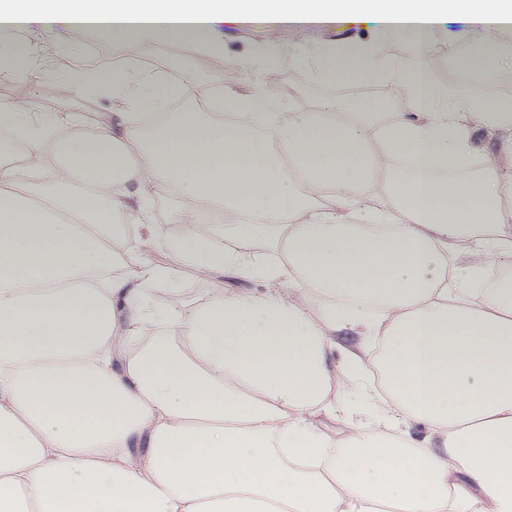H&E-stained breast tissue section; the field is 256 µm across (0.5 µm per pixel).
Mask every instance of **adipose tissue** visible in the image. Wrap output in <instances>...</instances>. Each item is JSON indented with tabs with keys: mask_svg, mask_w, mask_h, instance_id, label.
Returning <instances> with one entry per match:
<instances>
[{
	"mask_svg": "<svg viewBox=\"0 0 512 512\" xmlns=\"http://www.w3.org/2000/svg\"><path fill=\"white\" fill-rule=\"evenodd\" d=\"M452 12L486 32L464 68L512 70L497 44L512 0H0V27L48 17L68 48L95 30L177 60L221 46L228 14L372 13L426 43ZM380 52L328 54L316 73L370 81ZM428 69L397 78L412 113L384 117L357 99L277 111L250 62L217 97L189 67L172 84L117 69L118 110L62 145L45 190L27 182L64 116L0 107L25 144L23 165L0 163V512H512V278L494 272L512 254V100L475 110ZM159 97L206 109L146 125L135 108ZM160 185L181 202L174 249L148 205ZM206 205L232 247L199 233ZM158 251L266 288L155 308ZM343 332L384 347L345 348ZM342 374L365 405L336 440L315 419Z\"/></svg>",
	"mask_w": 512,
	"mask_h": 512,
	"instance_id": "obj_1",
	"label": "adipose tissue"
}]
</instances>
